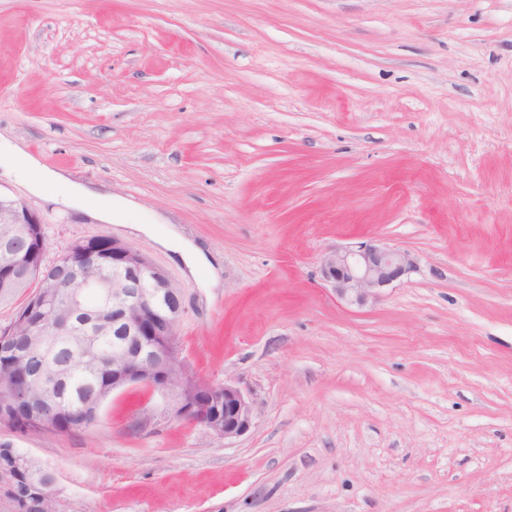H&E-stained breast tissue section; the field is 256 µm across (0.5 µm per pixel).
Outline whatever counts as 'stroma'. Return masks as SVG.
Instances as JSON below:
<instances>
[{
	"label": "stroma",
	"instance_id": "obj_1",
	"mask_svg": "<svg viewBox=\"0 0 512 512\" xmlns=\"http://www.w3.org/2000/svg\"><path fill=\"white\" fill-rule=\"evenodd\" d=\"M0 190L47 260L149 256L255 407L228 442L138 386L0 428L59 512H512V0H0ZM368 240L417 268L349 307L318 259Z\"/></svg>",
	"mask_w": 512,
	"mask_h": 512
}]
</instances>
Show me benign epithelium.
Returning <instances> with one entry per match:
<instances>
[{"mask_svg":"<svg viewBox=\"0 0 512 512\" xmlns=\"http://www.w3.org/2000/svg\"><path fill=\"white\" fill-rule=\"evenodd\" d=\"M46 217L24 200L0 192V247L9 261L0 263V295L25 296L37 292L41 308L48 309L39 322L20 332L26 337L17 359L5 364L17 386L30 402L54 405L62 399L70 371L51 363V342L67 337L81 347L89 363L99 355L96 336L107 328L134 340L124 356L112 361V387L98 389L83 399L75 414L79 425H94L104 401L129 386L144 387L160 398L162 411L172 419L199 425L211 434L232 440L254 426L253 403L231 383L199 377L183 358L177 330L184 314L183 298L167 274L130 244L115 238L96 240L75 256L64 253L48 264L45 255ZM417 268L414 256L405 250L374 241L334 249L319 259L321 280L336 296L351 306L363 307L381 291L402 281ZM95 288L96 307L84 303L81 293ZM92 317L97 329H78L73 315ZM56 478L44 485H31L19 494L17 475L0 470V495L21 500V512H42L52 496Z\"/></svg>","mask_w":512,"mask_h":512,"instance_id":"7a95c632","label":"benign epithelium"}]
</instances>
